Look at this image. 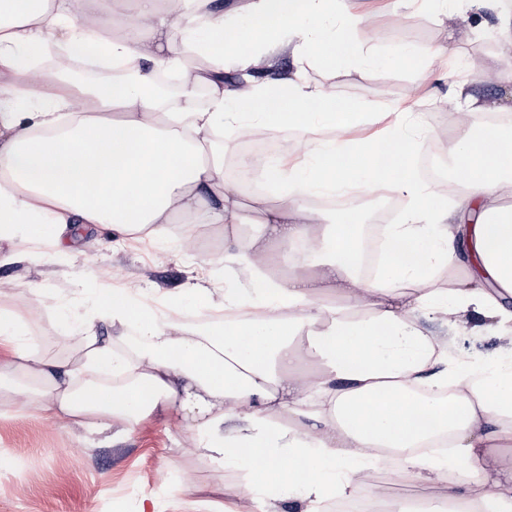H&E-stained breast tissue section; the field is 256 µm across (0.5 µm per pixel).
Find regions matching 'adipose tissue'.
I'll use <instances>...</instances> for the list:
<instances>
[{
  "instance_id": "ef3b65f1",
  "label": "adipose tissue",
  "mask_w": 512,
  "mask_h": 512,
  "mask_svg": "<svg viewBox=\"0 0 512 512\" xmlns=\"http://www.w3.org/2000/svg\"><path fill=\"white\" fill-rule=\"evenodd\" d=\"M449 17L494 13L512 42V13L499 0H430ZM244 27L215 0H0V248L18 244L64 253L75 224L167 243L174 218L220 224L236 241L228 263L249 285L224 281L221 305L189 289L197 323L177 320V298L151 303L140 290L95 281L73 315L77 357L33 344L24 309L0 304V405L104 430H130L179 408L215 468L243 465L244 489L264 493L273 476L295 490L302 512H323L355 493L353 475L396 471L409 485L442 486L457 512H512V471L489 463L512 450V372L478 379L479 365L447 350L416 317L438 309L476 311L512 336V311L489 284L512 293V128L471 127L452 147L463 187L456 204L422 183L411 147L421 119L366 143L327 137L351 128L370 106L342 100L295 73L282 89L224 81V60L259 65L261 47L296 25L292 54L343 71L368 60L346 0H246ZM103 44L114 70L136 82L89 86L63 63L42 66L49 47ZM27 67H19L18 57ZM177 78L187 97L162 107L158 74ZM209 91L196 107V87ZM303 133L305 160L268 169L285 183L275 204L244 206L224 175L225 131L255 127ZM358 185L408 197L401 223L388 224V259L377 277L359 275L363 226L354 211L317 223L308 201ZM472 261L478 289L434 286L435 272ZM119 326L122 336L103 335ZM291 423L282 425L278 415ZM238 422L224 430L226 420Z\"/></svg>"
}]
</instances>
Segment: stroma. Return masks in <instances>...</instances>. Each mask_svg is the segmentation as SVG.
Listing matches in <instances>:
<instances>
[{"instance_id":"stroma-1","label":"stroma","mask_w":512,"mask_h":512,"mask_svg":"<svg viewBox=\"0 0 512 512\" xmlns=\"http://www.w3.org/2000/svg\"><path fill=\"white\" fill-rule=\"evenodd\" d=\"M378 0H352L358 33L374 52L372 62L344 72L309 68L313 82L336 97L370 104L368 121L348 130L358 141L389 126L395 113L424 115L419 152L450 145L458 136V106L448 100L441 72L466 80L485 110L473 113L512 121V80L487 67L494 58L512 62V46L501 39L494 16L482 13L460 22L440 10L402 6L379 10ZM412 59H398L402 49ZM194 262L174 250L138 236L118 241L88 236L71 242L67 255L47 256L40 264H0V301L20 300L33 335L49 333L43 349L76 357L71 324L61 305H78L89 283L82 275L93 267L118 275L122 284L175 294L198 283L205 261L224 256V229L201 224ZM473 316L451 319L433 312L419 323L455 350L476 357L495 355L505 340L474 335ZM240 469H211L195 452L188 425L176 411L151 417L133 430L96 432L63 419L31 412L0 416V512H138L141 500L155 499L158 512H289L287 485L273 487L263 502L238 494Z\"/></svg>"}]
</instances>
